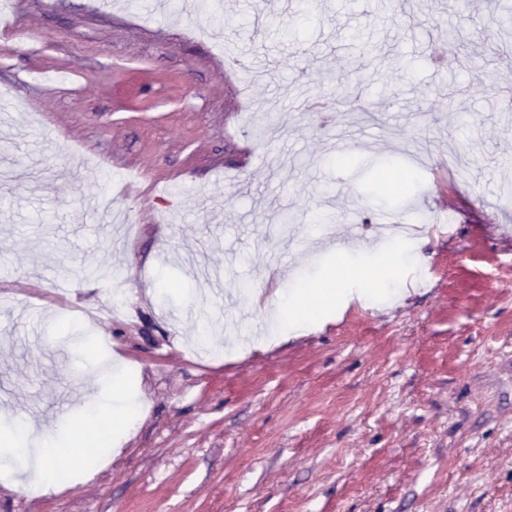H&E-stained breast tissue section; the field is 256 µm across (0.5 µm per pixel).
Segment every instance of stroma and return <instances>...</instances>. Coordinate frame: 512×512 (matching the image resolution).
I'll use <instances>...</instances> for the list:
<instances>
[{
	"label": "stroma",
	"mask_w": 512,
	"mask_h": 512,
	"mask_svg": "<svg viewBox=\"0 0 512 512\" xmlns=\"http://www.w3.org/2000/svg\"><path fill=\"white\" fill-rule=\"evenodd\" d=\"M12 0L0 32V425L69 435L56 488L0 464V512H512V19L486 0ZM475 61L460 68L450 39ZM351 85L333 124L305 98ZM386 171L391 191L375 189ZM447 209L383 283L367 245ZM292 223L281 221L282 214ZM358 246L329 265L338 225ZM205 264L234 303H204ZM376 287L272 341L264 300ZM122 289L119 319L103 312Z\"/></svg>",
	"instance_id": "1"
}]
</instances>
